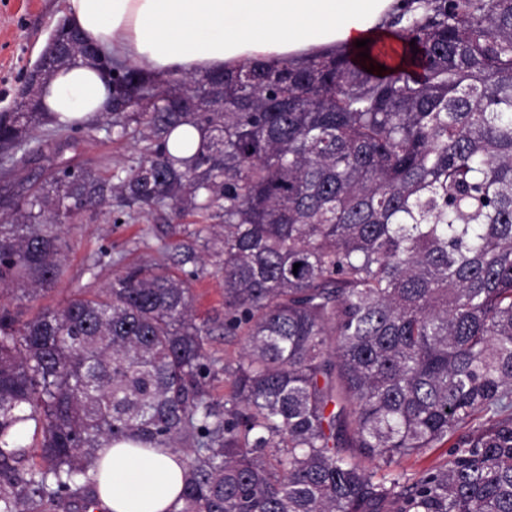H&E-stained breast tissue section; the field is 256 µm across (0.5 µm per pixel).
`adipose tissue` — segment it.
Returning <instances> with one entry per match:
<instances>
[{
    "mask_svg": "<svg viewBox=\"0 0 512 512\" xmlns=\"http://www.w3.org/2000/svg\"><path fill=\"white\" fill-rule=\"evenodd\" d=\"M403 0H68L67 17L116 60L165 77L220 72L354 48H396L388 20ZM109 88L94 68L58 70L41 89L45 111L63 122L103 112ZM183 458L168 448L120 442L101 449L95 480L103 512H170L183 487Z\"/></svg>",
    "mask_w": 512,
    "mask_h": 512,
    "instance_id": "adipose-tissue-1",
    "label": "adipose tissue"
}]
</instances>
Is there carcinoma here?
<instances>
[{
  "label": "carcinoma",
  "mask_w": 512,
  "mask_h": 512,
  "mask_svg": "<svg viewBox=\"0 0 512 512\" xmlns=\"http://www.w3.org/2000/svg\"><path fill=\"white\" fill-rule=\"evenodd\" d=\"M394 25L408 62L382 76L343 50L178 78L57 25L38 86L92 60L98 128L141 157L64 158L85 124L35 93L0 112V292L54 285L64 222L118 224V198L205 221L224 312L197 320L196 272L154 261L25 320L0 303V512H89L99 449L128 440L184 455L174 512H512V0H406ZM34 139L47 176L19 181ZM216 330L243 341L222 405ZM448 451V447L435 448L425 456L402 460L400 467L406 469L408 474L414 477L433 464L446 460L448 458Z\"/></svg>",
  "instance_id": "carcinoma-1"
}]
</instances>
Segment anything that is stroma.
<instances>
[{"instance_id":"1","label":"stroma","mask_w":512,"mask_h":512,"mask_svg":"<svg viewBox=\"0 0 512 512\" xmlns=\"http://www.w3.org/2000/svg\"><path fill=\"white\" fill-rule=\"evenodd\" d=\"M66 15V0H0V112L14 110L22 90L21 76L37 62L56 23ZM75 160L102 171L138 161L141 145L132 139H108L86 127ZM196 217L173 225L156 216L129 224L86 222L67 227L71 244L66 273L48 293L32 300H12L22 316L64 304L81 288H100L126 266L152 257L177 273L197 271L195 309L199 317L215 315L224 302L219 258L197 239Z\"/></svg>"}]
</instances>
